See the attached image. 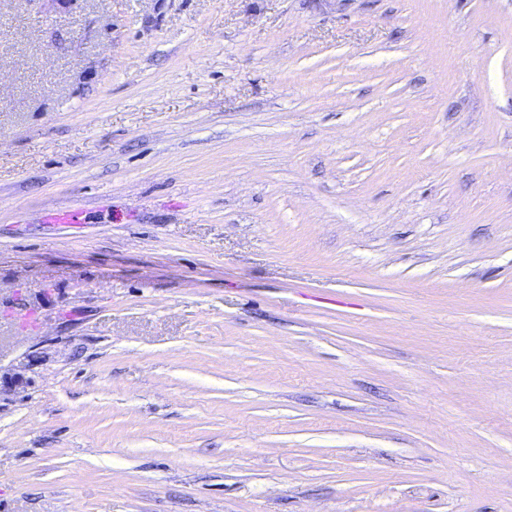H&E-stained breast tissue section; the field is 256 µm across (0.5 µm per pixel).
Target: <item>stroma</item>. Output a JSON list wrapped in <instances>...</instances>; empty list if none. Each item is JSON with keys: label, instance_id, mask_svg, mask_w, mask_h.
Wrapping results in <instances>:
<instances>
[{"label": "stroma", "instance_id": "stroma-1", "mask_svg": "<svg viewBox=\"0 0 512 512\" xmlns=\"http://www.w3.org/2000/svg\"><path fill=\"white\" fill-rule=\"evenodd\" d=\"M0 512H512V0H0Z\"/></svg>", "mask_w": 512, "mask_h": 512}]
</instances>
